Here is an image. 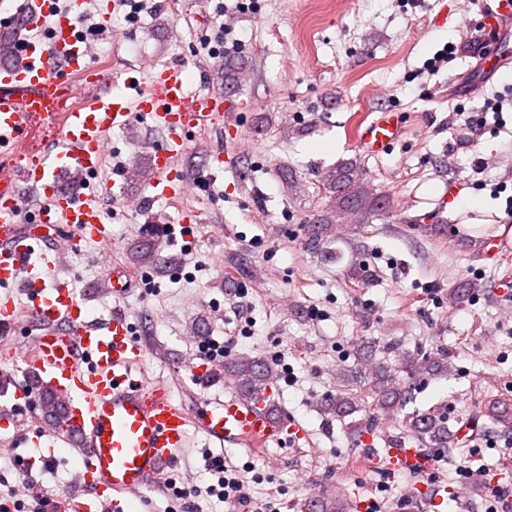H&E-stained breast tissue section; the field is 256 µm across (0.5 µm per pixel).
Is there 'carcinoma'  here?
Returning a JSON list of instances; mask_svg holds the SVG:
<instances>
[{
    "label": "carcinoma",
    "instance_id": "1",
    "mask_svg": "<svg viewBox=\"0 0 512 512\" xmlns=\"http://www.w3.org/2000/svg\"><path fill=\"white\" fill-rule=\"evenodd\" d=\"M322 186L331 199L327 216L313 225L312 238L318 241L328 234L331 224H336L348 214H369L385 217L390 213L389 197L377 191L374 185L364 178L360 164L355 159L340 162L327 170L322 177ZM483 285L476 280H462L448 292V299L455 304H463L478 294ZM450 370L448 356L444 353L420 355L407 352L392 366L380 363L368 381V393L373 397L371 408L374 411H395L403 414L400 432L401 439H412L427 448H450L453 437L448 430V417L437 409L426 411H405L413 402V393L406 386L401 375L415 378L424 374H445ZM229 374L236 381L246 397L262 392L268 385L271 367L260 359L239 358L229 367ZM328 410L336 419L349 421L354 430L372 426V416L356 419L354 415L365 410L362 397L343 392L329 400ZM485 415L495 425L512 430V403L506 400H492L484 407ZM344 500L320 497L314 512H347Z\"/></svg>",
    "mask_w": 512,
    "mask_h": 512
}]
</instances>
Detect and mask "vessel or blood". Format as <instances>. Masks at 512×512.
Returning <instances> with one entry per match:
<instances>
[{
	"instance_id": "vessel-or-blood-1",
	"label": "vessel or blood",
	"mask_w": 512,
	"mask_h": 512,
	"mask_svg": "<svg viewBox=\"0 0 512 512\" xmlns=\"http://www.w3.org/2000/svg\"><path fill=\"white\" fill-rule=\"evenodd\" d=\"M28 28L44 29L39 41H22L12 60L0 61V324L17 326L16 293H23L39 327L23 358L29 385H16L10 406L0 414L29 405L33 390L52 392L67 417L65 429L38 428L35 439L80 448L82 465L69 493L70 512H128L130 498L171 466L186 443L189 425L219 443L264 449L285 443L297 426L269 415L263 400L233 396L205 401L196 411L175 403L168 389L136 378L133 367L144 347L125 310L123 284L112 285L107 319L90 320L86 303L68 280L56 277L61 254L79 252L83 238L112 242V227L66 180L84 181L100 165L106 136L127 128L134 118L150 121L167 138L153 156L149 182L157 197L182 196L186 184L171 167L187 150V135L223 123V102L188 90L183 66L156 72L147 88L136 76L126 84L134 97L114 94L103 68L94 64L90 45L78 30L75 14H57L54 0H28ZM491 44L481 63L484 79L512 63V0H493L479 21ZM98 90L82 97L84 87ZM69 101L46 149L24 153L20 144L32 131L34 114L45 105ZM401 135L396 113L386 111L360 125L357 144L379 154ZM42 190L43 207L23 211V186ZM26 215L30 230L17 222ZM70 227L64 244L47 246L45 231Z\"/></svg>"
}]
</instances>
